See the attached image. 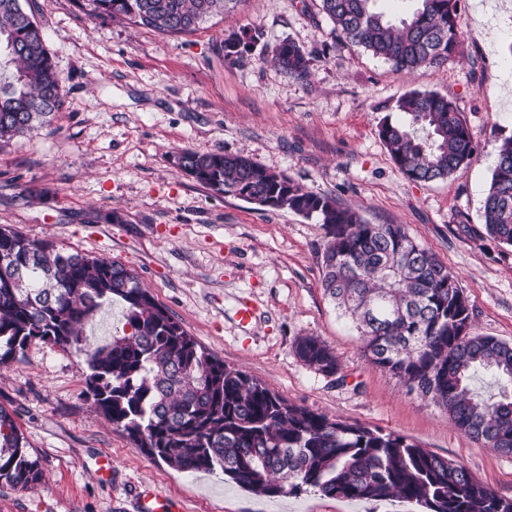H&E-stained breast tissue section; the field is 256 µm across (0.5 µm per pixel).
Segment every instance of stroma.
Instances as JSON below:
<instances>
[{
  "label": "stroma",
  "instance_id": "1",
  "mask_svg": "<svg viewBox=\"0 0 512 512\" xmlns=\"http://www.w3.org/2000/svg\"><path fill=\"white\" fill-rule=\"evenodd\" d=\"M31 8L63 106L51 127L0 143V225L121 262L226 366L296 405L406 436L512 497V455L473 441L366 361L356 329L321 286V224L214 195L175 160L185 149L243 154L358 208L368 223L405 225L456 276L476 332L512 343V247L491 238L482 218L495 148L512 134V0H460L459 53L412 73L340 40L316 0H240L180 37L91 17L79 0H31ZM254 28L261 41L227 58L225 39ZM284 41L309 53L307 79L272 62ZM412 90L446 95L475 136L473 158L447 180L409 181L378 135ZM27 189L38 198H25ZM245 299L256 311L247 327L236 316ZM302 336L329 345L340 372L304 365L294 349ZM87 372L83 353L39 340L0 368V408L44 474L32 490L0 483V512H133L145 489L181 512H417L406 501L311 490L258 496L218 470L176 471L103 419Z\"/></svg>",
  "mask_w": 512,
  "mask_h": 512
}]
</instances>
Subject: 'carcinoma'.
<instances>
[{"label": "carcinoma", "instance_id": "cac0c4a2", "mask_svg": "<svg viewBox=\"0 0 512 512\" xmlns=\"http://www.w3.org/2000/svg\"><path fill=\"white\" fill-rule=\"evenodd\" d=\"M97 18H123L177 37L241 0H82ZM345 43L398 71L440 68L460 47L459 0H413L394 23L379 0H318ZM263 33L224 40L240 56ZM273 61L288 75H309L308 53L282 42ZM63 86L33 12L0 0V143L51 126ZM400 117L379 138L410 181L447 179L468 164L474 136L452 101L410 91ZM180 168L215 195L276 196L275 208L315 218L325 230L324 294L354 324L370 365L430 399L461 432L512 455V344L474 331L468 297L456 277L402 224H370L336 199L304 190L288 176L242 154L179 155ZM486 230L512 246V136L496 148L483 202ZM114 299L125 303L128 330L93 344L84 326ZM83 352L86 384L104 419L147 454L179 472L216 469L260 496L313 489L347 500L403 499L424 512H512L462 463L407 437L292 404L246 372L227 367L156 303L138 274L106 258L62 251L0 227V366L22 358L31 342ZM297 357L324 375L340 370L335 351L315 336L295 343ZM490 374L495 394L481 396L473 377ZM0 481L25 490L42 481L38 461L0 408Z\"/></svg>", "mask_w": 512, "mask_h": 512}]
</instances>
